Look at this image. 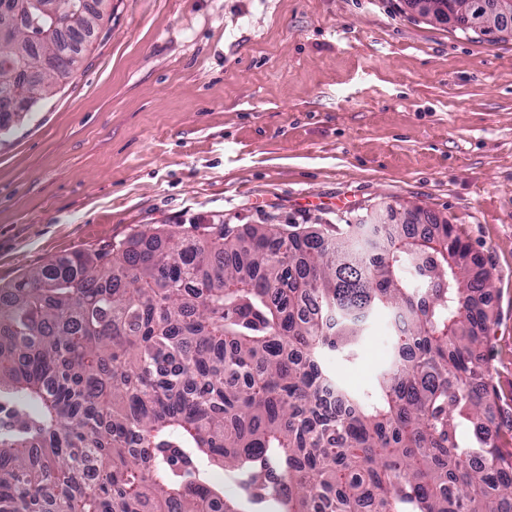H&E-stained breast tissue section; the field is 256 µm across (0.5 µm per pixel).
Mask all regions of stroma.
I'll use <instances>...</instances> for the list:
<instances>
[{
	"label": "stroma",
	"instance_id": "1",
	"mask_svg": "<svg viewBox=\"0 0 512 512\" xmlns=\"http://www.w3.org/2000/svg\"><path fill=\"white\" fill-rule=\"evenodd\" d=\"M388 205L457 225L492 270L488 417L512 448V36L406 0H111L75 74L0 136V287L143 231ZM391 336L379 311L325 365L369 388ZM444 19L448 22L453 20L457 29H459L463 33H473L478 36H489L491 38L495 37L497 32H501L508 27L510 23L512 26V15L511 16H498L495 18L493 25L487 24H477V25H467L466 21H459L458 19L451 17L450 15H445ZM481 34H478L477 31ZM497 31V32H496Z\"/></svg>",
	"mask_w": 512,
	"mask_h": 512
}]
</instances>
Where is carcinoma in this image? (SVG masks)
Here are the masks:
<instances>
[{
	"label": "carcinoma",
	"instance_id": "1",
	"mask_svg": "<svg viewBox=\"0 0 512 512\" xmlns=\"http://www.w3.org/2000/svg\"><path fill=\"white\" fill-rule=\"evenodd\" d=\"M0 41L16 66L54 54L39 99L68 78L100 14L74 15L69 53L40 3ZM495 37L512 24L468 25ZM453 224L392 209L345 237L281 233L76 251L0 288V512H512V449L487 418L491 293ZM390 311L392 354L369 394L344 388ZM334 386L336 406L322 398ZM234 485L226 496L203 463Z\"/></svg>",
	"mask_w": 512,
	"mask_h": 512
}]
</instances>
